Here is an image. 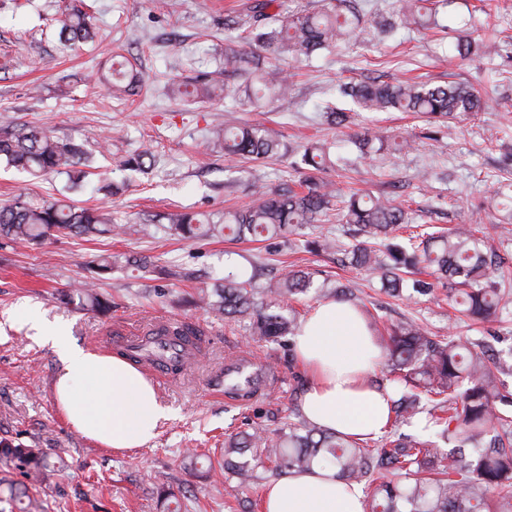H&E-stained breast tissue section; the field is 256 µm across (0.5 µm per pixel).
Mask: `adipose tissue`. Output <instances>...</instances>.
Returning a JSON list of instances; mask_svg holds the SVG:
<instances>
[{
    "mask_svg": "<svg viewBox=\"0 0 512 512\" xmlns=\"http://www.w3.org/2000/svg\"><path fill=\"white\" fill-rule=\"evenodd\" d=\"M44 342L61 355L56 401L81 436L122 451L148 444L168 417L151 381L119 355L73 344L59 329ZM307 376L302 411L323 428L359 440H375L389 425L390 391L374 383L381 356L363 312L336 300L317 304L294 339ZM263 512H365L360 487H346L332 468L314 467L272 481L263 492Z\"/></svg>",
    "mask_w": 512,
    "mask_h": 512,
    "instance_id": "ef3b65f1",
    "label": "adipose tissue"
}]
</instances>
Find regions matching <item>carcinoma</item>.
<instances>
[{"instance_id": "obj_1", "label": "carcinoma", "mask_w": 512, "mask_h": 512, "mask_svg": "<svg viewBox=\"0 0 512 512\" xmlns=\"http://www.w3.org/2000/svg\"><path fill=\"white\" fill-rule=\"evenodd\" d=\"M398 12L380 16L374 25L383 35L402 29L427 30L435 25L440 0H397ZM363 0H325L315 12L285 13L272 18L254 11L252 26L257 33L244 46L224 47V80L205 79L200 86L172 84L174 99L185 100L200 92L208 98L231 100L254 106L265 100L286 99L290 95V74L285 62L310 57L315 51L331 49L338 43L361 35L364 23ZM66 43L84 42L93 37L92 16L83 0H71L61 15L52 19ZM494 41L464 35L458 38L461 57L499 55ZM110 82L116 90L131 93L136 76L123 60L112 62ZM338 93L359 109L369 112H415L439 128H452L463 116L483 112L487 100L465 84L433 85L422 81L397 83L346 82ZM385 135L366 128L355 135L361 154L381 150ZM207 143L224 149L229 158L262 160L280 154L281 134L260 123L218 124L210 129ZM82 147L55 137L42 126L0 121V160L19 170L52 173L79 165ZM152 151L143 149L125 159L120 167L140 171ZM304 191L275 192L263 184H253L250 204L224 213V223L203 224L190 213H171L168 234L184 239L226 236L235 240L288 239L296 231L323 222L332 209L338 191L319 177L328 168L347 163L331 155L321 143L304 146ZM343 224L354 226L359 237L350 248V264L379 281L390 296L404 295L409 288L418 295L448 289V298L457 310L473 319L488 321L512 308V288L500 280V256L470 227H458L448 234L410 232L406 245L395 242L394 232L405 229L406 213L388 195L351 194L339 212ZM104 214L94 208L56 200H33L19 196L0 205V238L13 244L39 245L55 234L100 237L120 233ZM308 246L315 251L335 253L345 249L332 236L322 235ZM313 283V273L293 267L259 285L255 276L242 271L224 276L219 287L202 288L198 304L217 316H240L248 320L249 336L257 341L277 342L296 336L297 317L283 315L276 308L305 292ZM64 297L78 299L83 309L101 312L107 301L85 282L70 285ZM152 336H172L183 349L195 346L201 331L186 324L150 330ZM396 389L392 392L390 423L394 428L425 415L439 437L457 448L450 452L419 436H389L378 442L356 441L324 429L295 412L274 432L255 429L224 438L221 460L188 453L189 467L197 469L205 460L207 478L233 480L240 486L260 479V470L273 475L308 471L326 464L347 485L365 484L370 490L368 512H482L486 494L503 492L506 508L512 512V448L504 441L512 438V419L498 405L512 403L501 393L496 380V363L487 355L488 344L467 338L436 340L420 324L409 320L391 325L381 341ZM158 359L163 367L175 370L180 357L165 353L147 339L135 361ZM45 454L0 440V463L17 462L28 467L29 485L22 492L10 488L9 499H26L28 512H44Z\"/></svg>"}]
</instances>
